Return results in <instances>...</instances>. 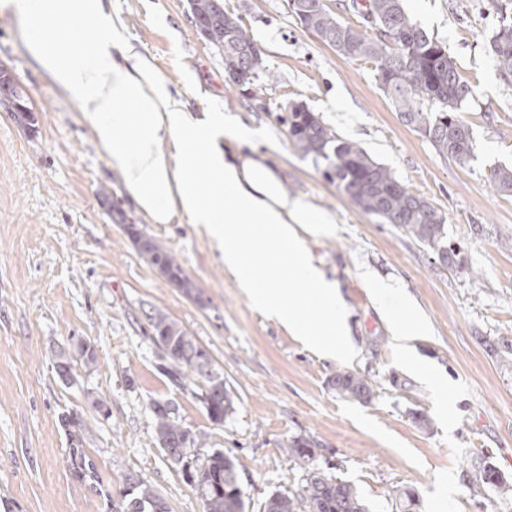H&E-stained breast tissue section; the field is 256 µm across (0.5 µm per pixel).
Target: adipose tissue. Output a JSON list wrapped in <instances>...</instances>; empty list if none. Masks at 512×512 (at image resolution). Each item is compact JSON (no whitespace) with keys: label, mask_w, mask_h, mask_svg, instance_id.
<instances>
[{"label":"adipose tissue","mask_w":512,"mask_h":512,"mask_svg":"<svg viewBox=\"0 0 512 512\" xmlns=\"http://www.w3.org/2000/svg\"><path fill=\"white\" fill-rule=\"evenodd\" d=\"M0 7L28 20L32 59L76 101L140 213L204 231L255 309L327 357L353 355L339 290L303 239L330 218L288 196L268 155L245 152L252 132L237 116L187 112L182 93L123 42L104 0H0ZM83 25L94 38L79 62L74 33ZM286 284L291 294L282 293ZM373 293L398 341L425 334L393 285L377 282Z\"/></svg>","instance_id":"obj_1"}]
</instances>
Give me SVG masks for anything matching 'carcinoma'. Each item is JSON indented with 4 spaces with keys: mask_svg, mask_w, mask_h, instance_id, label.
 <instances>
[{
    "mask_svg": "<svg viewBox=\"0 0 512 512\" xmlns=\"http://www.w3.org/2000/svg\"><path fill=\"white\" fill-rule=\"evenodd\" d=\"M373 32L343 22L329 7L309 9L292 17L302 31L319 37L325 45L350 59L370 60L377 65L380 89L388 97L400 120L425 137L443 156L461 166L474 157L475 140L471 126L460 116L462 103L473 96V87L462 79L447 47L428 35L407 15L403 0H365ZM499 24L486 43L498 76L512 85V0H487ZM192 17L204 33V40L224 56L225 80L239 90L249 88L267 73L262 51L244 26L241 16L228 11L224 0H188ZM0 107L11 113L15 122L36 131L34 109L18 89L11 75L0 72ZM281 121L288 136L306 157L324 166L325 180L336 184L364 213L383 224H392L429 247L440 261L450 266L460 247L448 240L445 218L426 199L415 195L394 172L376 161L357 143L336 135L322 117L306 103L287 102L281 107ZM492 186L501 194L512 195V166L497 165L489 174ZM133 243H141L139 255L158 269L172 275L185 295L197 291L180 263L138 225H126ZM151 343L160 368L170 382L183 388L192 382L196 397L210 420L224 422L232 410V398L224 386V376L215 367L210 353L169 314L156 310L147 315ZM90 366L97 353L85 338L70 347L55 351V369L64 380L71 377L74 362ZM336 393L350 400L373 398L372 381L358 373L341 370L331 379ZM149 409L156 440L168 460L191 472L189 483L199 494L204 512H246L239 475L234 460L220 450L202 463L188 464L192 448L204 441L176 421L175 409L168 402L153 400ZM319 443L310 435L288 440L290 458L305 470V483L288 494L275 492L264 501L262 512H366L354 486L328 475L316 460ZM483 484L503 495L512 493V483L495 468H483ZM392 496L401 512H413L415 495L395 487ZM112 512H170L166 501L141 480L126 478L121 500Z\"/></svg>",
    "mask_w": 512,
    "mask_h": 512,
    "instance_id": "obj_1",
    "label": "carcinoma"
}]
</instances>
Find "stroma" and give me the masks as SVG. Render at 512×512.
I'll use <instances>...</instances> for the list:
<instances>
[{
    "label": "stroma",
    "instance_id": "35a3bbf8",
    "mask_svg": "<svg viewBox=\"0 0 512 512\" xmlns=\"http://www.w3.org/2000/svg\"><path fill=\"white\" fill-rule=\"evenodd\" d=\"M263 52L269 76L247 97L224 82V60L197 34L188 0H111L125 41L151 57L186 94L190 111L239 115L268 154L289 196L327 213L330 232L307 236L315 264L335 281L358 356L328 360L255 310L208 239L187 223L140 215L73 101L29 55L27 22L0 10V66L35 111V131L0 109V512H111L128 476L150 485L171 512H204L180 467L159 447L149 404L170 402L184 427L206 432L203 459L220 449L240 476L247 512L275 491H296L303 470L288 441L313 436L319 466L352 483L370 512H397L394 487L418 512H512V497L479 487L494 466L512 482V196L487 174L512 164V86L485 45L497 24L485 0H404L420 28L447 45L475 96L462 117L475 155L464 166L405 126L380 90L372 63L339 55L298 28L287 0H224ZM301 101L344 139L388 166L444 216L473 277L391 224L377 223L292 144L280 105ZM138 225L180 262L198 298L150 266L120 229ZM397 285L429 325L399 344L364 274ZM161 309L206 348L224 374L233 409L213 423L194 385L178 389L159 368L147 315ZM91 339L97 362H75L70 380L54 352ZM350 370L372 381V401L336 394ZM448 383L440 393L430 380ZM107 409L94 411L88 396ZM81 415L72 438L62 422ZM426 417L421 428L418 417Z\"/></svg>",
    "mask_w": 512,
    "mask_h": 512
}]
</instances>
